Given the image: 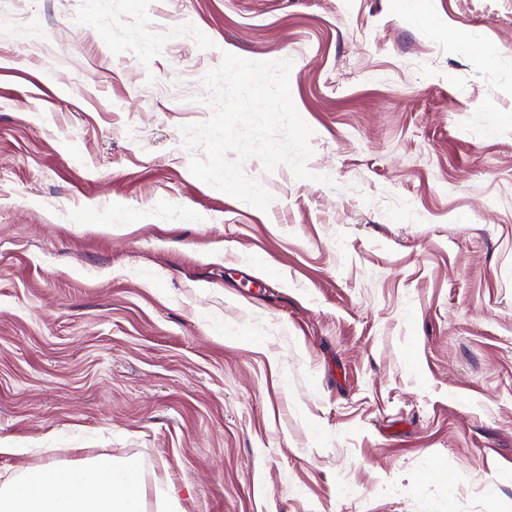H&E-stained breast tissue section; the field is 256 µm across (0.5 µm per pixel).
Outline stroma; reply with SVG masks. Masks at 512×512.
Masks as SVG:
<instances>
[{
	"instance_id": "35a3bbf8",
	"label": "stroma",
	"mask_w": 512,
	"mask_h": 512,
	"mask_svg": "<svg viewBox=\"0 0 512 512\" xmlns=\"http://www.w3.org/2000/svg\"><path fill=\"white\" fill-rule=\"evenodd\" d=\"M310 178L194 177L223 53ZM0 482L181 512H512V0H0ZM144 499L135 461L109 456L49 462L0 485L1 512H144Z\"/></svg>"
}]
</instances>
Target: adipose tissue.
<instances>
[{"label": "adipose tissue", "instance_id": "obj_1", "mask_svg": "<svg viewBox=\"0 0 512 512\" xmlns=\"http://www.w3.org/2000/svg\"><path fill=\"white\" fill-rule=\"evenodd\" d=\"M144 499L135 461L109 456L50 462L0 485V512H144Z\"/></svg>", "mask_w": 512, "mask_h": 512}]
</instances>
